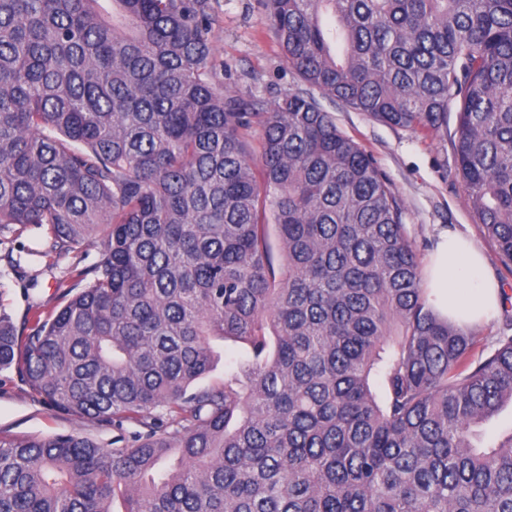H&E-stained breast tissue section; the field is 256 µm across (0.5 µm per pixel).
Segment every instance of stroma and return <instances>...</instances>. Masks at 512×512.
<instances>
[{"mask_svg":"<svg viewBox=\"0 0 512 512\" xmlns=\"http://www.w3.org/2000/svg\"><path fill=\"white\" fill-rule=\"evenodd\" d=\"M213 29L216 56L224 63V87L262 101L272 109L286 92L304 90L298 74L286 63L269 31L259 0H218ZM338 128L359 142L386 174L404 207V224L421 256H428L440 230L468 236L489 259L506 300L499 314L472 331L478 347L494 350L512 322V268L505 266L471 208L468 193L456 175L454 143L457 118L423 134L377 121L341 102L322 98ZM99 250L89 243L60 255L52 249L47 226L12 225L0 229V312L8 314L20 333H30L34 316L60 307L59 279L72 269L95 264ZM136 424L115 427L46 406L12 369L0 370V435L47 437L78 433L109 448L130 440Z\"/></svg>","mask_w":512,"mask_h":512,"instance_id":"obj_1","label":"stroma"}]
</instances>
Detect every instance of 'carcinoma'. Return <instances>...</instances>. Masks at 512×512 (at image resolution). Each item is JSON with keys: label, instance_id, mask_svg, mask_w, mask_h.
Wrapping results in <instances>:
<instances>
[{"label": "carcinoma", "instance_id": "cac0c4a2", "mask_svg": "<svg viewBox=\"0 0 512 512\" xmlns=\"http://www.w3.org/2000/svg\"><path fill=\"white\" fill-rule=\"evenodd\" d=\"M0 0V225L100 260L0 369L143 428L0 436V512H512V336L441 319L385 174L309 92L224 91L216 0ZM301 80L433 132L512 264V0H263ZM261 129V164L249 162ZM281 262L275 263L269 228ZM247 347L224 383L193 388ZM213 346L215 350L221 355V357L215 370L199 382L201 386L224 382V363L230 361L233 358H238L245 355L243 347L240 344L234 343L230 340L224 342L215 341L213 342Z\"/></svg>", "mask_w": 512, "mask_h": 512}]
</instances>
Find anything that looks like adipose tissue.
Here are the masks:
<instances>
[{
	"label": "adipose tissue",
	"mask_w": 512,
	"mask_h": 512,
	"mask_svg": "<svg viewBox=\"0 0 512 512\" xmlns=\"http://www.w3.org/2000/svg\"><path fill=\"white\" fill-rule=\"evenodd\" d=\"M423 286L429 305L464 330L491 319L501 302L486 256L468 237L448 229L437 236Z\"/></svg>",
	"instance_id": "obj_1"
}]
</instances>
